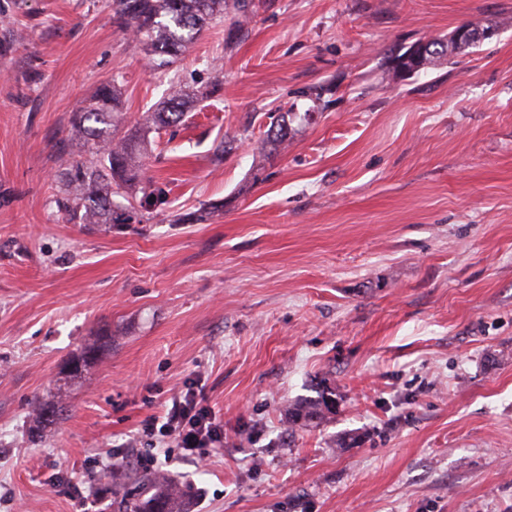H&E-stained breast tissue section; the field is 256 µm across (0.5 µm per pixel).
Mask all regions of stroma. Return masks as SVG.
<instances>
[{
	"label": "stroma",
	"mask_w": 512,
	"mask_h": 512,
	"mask_svg": "<svg viewBox=\"0 0 512 512\" xmlns=\"http://www.w3.org/2000/svg\"><path fill=\"white\" fill-rule=\"evenodd\" d=\"M494 21L383 80L411 44ZM115 76L129 127L170 80L220 90L148 135L166 205L89 232L57 175ZM324 385L334 419L289 429L284 404ZM189 387L224 422L206 468H161L189 512H512V0H260L246 37L215 21L165 72L109 0H0V512H119L120 448ZM267 118L270 120L268 129L265 131L266 141L272 145H279L288 141V113H268Z\"/></svg>",
	"instance_id": "1"
}]
</instances>
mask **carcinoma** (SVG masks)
Listing matches in <instances>:
<instances>
[{
	"label": "carcinoma",
	"instance_id": "1",
	"mask_svg": "<svg viewBox=\"0 0 512 512\" xmlns=\"http://www.w3.org/2000/svg\"><path fill=\"white\" fill-rule=\"evenodd\" d=\"M232 3L237 21L235 34L243 33L242 19L253 11L251 0H112V20L120 31L133 34L135 48L149 53L153 66L167 67L197 39L208 20L224 15ZM470 47L455 38L430 39L424 60L451 57ZM204 101L208 93L193 96L170 83L167 99L147 114L145 122L123 130L119 125L121 92L118 80L100 85L84 107L71 118V135L86 147L79 160L62 162L56 204L67 220L80 224H125L134 218L135 206L167 203L165 190L143 177L141 151L152 126H177L186 122L188 100ZM266 141H288V113H268ZM121 196L127 205L114 204ZM336 394L322 389L314 399L288 404V422L299 427H318L336 414ZM188 491L178 484L147 473L130 477L121 495L125 512H184Z\"/></svg>",
	"mask_w": 512,
	"mask_h": 512
}]
</instances>
